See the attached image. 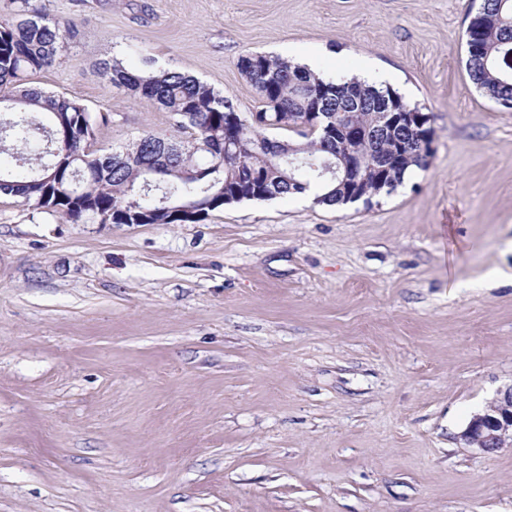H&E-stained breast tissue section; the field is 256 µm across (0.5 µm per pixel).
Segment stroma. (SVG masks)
I'll return each mask as SVG.
<instances>
[{
    "mask_svg": "<svg viewBox=\"0 0 512 512\" xmlns=\"http://www.w3.org/2000/svg\"><path fill=\"white\" fill-rule=\"evenodd\" d=\"M34 3L76 31L29 80L109 113L92 149L186 139L106 56L247 114L261 52L371 67L435 151L340 210L70 224L0 196V512H512V447L461 438L512 387V109L465 70L471 0Z\"/></svg>",
    "mask_w": 512,
    "mask_h": 512,
    "instance_id": "35a3bbf8",
    "label": "stroma"
}]
</instances>
